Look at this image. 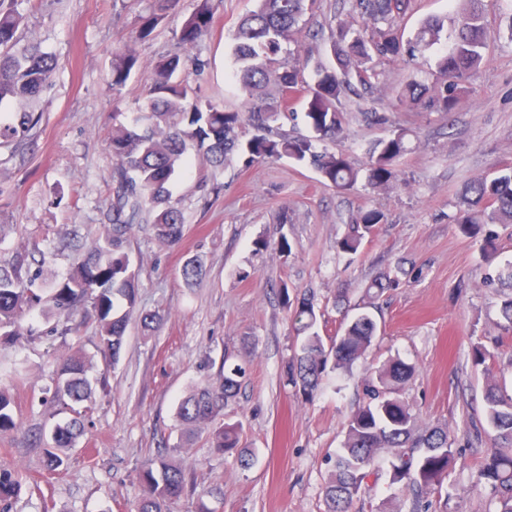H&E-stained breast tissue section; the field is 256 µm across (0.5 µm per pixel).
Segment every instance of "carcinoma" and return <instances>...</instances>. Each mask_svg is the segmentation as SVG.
<instances>
[{
  "instance_id": "1",
  "label": "carcinoma",
  "mask_w": 512,
  "mask_h": 512,
  "mask_svg": "<svg viewBox=\"0 0 512 512\" xmlns=\"http://www.w3.org/2000/svg\"><path fill=\"white\" fill-rule=\"evenodd\" d=\"M179 0H157V9L144 19L136 39H148ZM219 0H196L184 20L177 42L181 51L168 55L152 71L145 101L154 122L146 127L119 124L112 127L110 147L112 196L106 204V223L88 254L64 277L35 264L27 251L17 250L0 262V347L24 338L25 317L43 301L42 285L50 287L57 323L50 334L67 336L79 323L94 320L97 350L107 362L117 363L130 320L138 304V278L126 251L128 235L143 222L151 225L155 239L166 246L178 244L184 235L185 218L172 200L170 185L181 168L191 164L189 152L206 159L213 171L224 170L233 155L254 162L291 159L312 166L323 183L351 189L365 179L373 188L387 185L397 176V162L407 151L406 131L391 116L371 108L365 112L375 125L389 127V134L368 149L365 169L357 168L343 153L318 149L316 142L333 143L343 132V113L338 108L348 94L362 99L373 96L379 80V63L413 58L437 50L432 80L411 79L396 93L399 105L426 112L451 113L462 100L460 78L477 74L486 63V21L482 0H450L451 17L423 21L412 35L402 22L415 8L414 0H351V10L363 19L352 28L340 22L331 30L330 51L337 67H318L314 86L308 89L306 124L314 136H297L284 129L294 99L304 88L296 51L287 48L317 0H257L256 9L240 18L230 57L233 75L247 97V110L224 109L198 96L179 79L192 65L202 71L207 61L190 56L209 32ZM19 0H0V104L16 103L20 110L0 117V144L24 140L39 123L40 115L29 109L48 85L57 68L56 59L35 45L18 46L17 32L24 22ZM138 63L130 50L112 59V91H121ZM385 214L366 208L352 217L338 249L357 253ZM461 233L477 236L488 224H512V166L465 184L452 216ZM201 271L198 259L182 269L187 286L196 284ZM508 288L500 305V328L512 331V263L498 275ZM400 285L388 273L374 279L366 295L377 298ZM340 333L325 344L316 330L313 300L297 302L294 321L303 336L300 354L291 362L289 382L310 398L319 388L328 363L346 370L365 356L378 330L367 313L348 317L345 303ZM89 360L74 354L58 364L53 398L71 412V418L53 427L46 451V470L56 472L67 463V451L83 433V420L93 404L95 390L87 377ZM414 367L399 360L375 367L364 384V402L344 424V439L336 451L332 469L323 486L324 512H351L369 489V467L382 453L391 457L389 486L400 506L395 512H430L433 497L441 496L444 482L456 460L448 428L433 426L414 435L415 418L408 405L396 396L398 388L413 376ZM247 360L224 356L220 383L198 384L183 396L176 418L186 438L206 433L211 447L235 458L243 468L250 459L238 448L242 423L215 422L247 382ZM484 417L493 446L486 450L475 472V484L484 487L495 505L494 512H512V391L491 381L484 395ZM14 397L0 389V432L16 431ZM179 443L163 448L139 469L140 493L135 512H167L192 486L190 472L173 453ZM23 477L0 467V512H12Z\"/></svg>"
}]
</instances>
